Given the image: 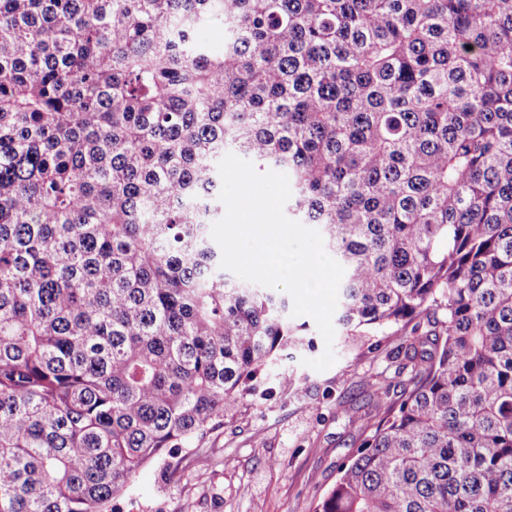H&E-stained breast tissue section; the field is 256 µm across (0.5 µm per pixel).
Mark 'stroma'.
<instances>
[{
    "mask_svg": "<svg viewBox=\"0 0 512 512\" xmlns=\"http://www.w3.org/2000/svg\"><path fill=\"white\" fill-rule=\"evenodd\" d=\"M293 322L317 339L314 350L285 362L300 380L298 390L282 391L270 375L257 374L254 393L233 417L192 447L141 467L113 502L114 512H313L360 444L349 417L368 411L367 382L396 342L372 336L361 350L336 351L335 363L317 371L304 364L325 349L315 322Z\"/></svg>",
    "mask_w": 512,
    "mask_h": 512,
    "instance_id": "obj_1",
    "label": "stroma"
}]
</instances>
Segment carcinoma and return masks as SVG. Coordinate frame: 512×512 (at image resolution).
Returning <instances> with one entry per match:
<instances>
[{"mask_svg": "<svg viewBox=\"0 0 512 512\" xmlns=\"http://www.w3.org/2000/svg\"><path fill=\"white\" fill-rule=\"evenodd\" d=\"M226 151L344 343L427 317L314 512H512V0H0V512H109L314 347L220 267Z\"/></svg>", "mask_w": 512, "mask_h": 512, "instance_id": "carcinoma-1", "label": "carcinoma"}]
</instances>
